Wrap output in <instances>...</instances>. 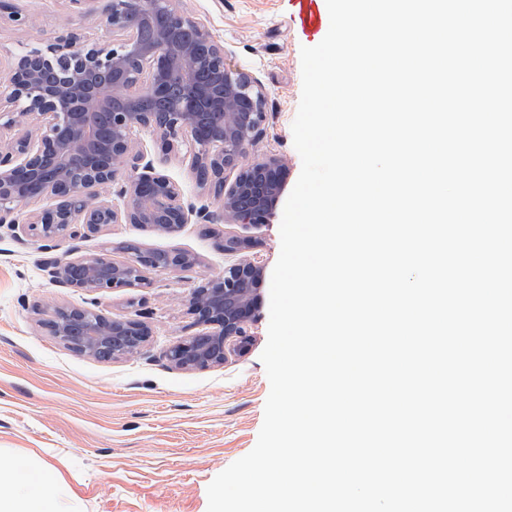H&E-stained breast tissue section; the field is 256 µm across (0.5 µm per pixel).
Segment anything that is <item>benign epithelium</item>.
Segmentation results:
<instances>
[{"label": "benign epithelium", "instance_id": "obj_1", "mask_svg": "<svg viewBox=\"0 0 512 512\" xmlns=\"http://www.w3.org/2000/svg\"><path fill=\"white\" fill-rule=\"evenodd\" d=\"M109 38L89 41L75 29L16 57L0 81V224L22 240L44 242L43 267L61 288L92 296L91 306H60L50 332L73 353L113 359L139 354L151 336L135 318L103 314L96 295L144 288L155 272L189 270V252L126 248L108 253L52 255L62 242H80L111 224H141L168 235L198 224L268 222L287 171L270 155L246 164L259 141L265 95L246 72L224 62V46L173 0H108L102 12ZM150 131L161 151L188 145L190 166L208 171L215 209L185 199L136 143ZM233 172L232 181L226 173ZM52 206L23 214L31 202ZM217 247L236 259L224 275L189 289L187 310L205 329L169 349L184 370L224 365L228 343H246L256 320L264 268L249 256L257 241L220 236Z\"/></svg>", "mask_w": 512, "mask_h": 512}]
</instances>
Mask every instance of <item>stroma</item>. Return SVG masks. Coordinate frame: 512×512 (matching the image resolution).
Listing matches in <instances>:
<instances>
[{
  "mask_svg": "<svg viewBox=\"0 0 512 512\" xmlns=\"http://www.w3.org/2000/svg\"><path fill=\"white\" fill-rule=\"evenodd\" d=\"M106 0H12L27 23L0 25V79L19 54L52 41L65 28L106 39ZM176 7L223 44L228 67L250 74L266 95L262 138L247 150L251 162L275 154L288 167L285 190L301 171L292 123L302 90L304 35L290 0H175ZM138 141L157 170L179 183L186 199L208 196L189 166V147L166 154L154 136ZM284 206L269 224H188L170 236L138 224H112L78 244L79 254L109 252L125 259L124 245L180 249L194 254L188 271L150 276L145 288L115 289L99 298L112 317H135L151 328L143 352L99 360L71 352L47 329L57 306L82 307L89 295L58 287L41 266L36 241L18 242L0 227V458L52 468L61 479L60 512H207V487L255 446L270 391L260 359L267 342L269 285L244 350L229 352L218 368L179 370L166 357L177 342L198 333L185 303L202 277L224 271L220 234L258 238L253 258L273 270L280 253Z\"/></svg>",
  "mask_w": 512,
  "mask_h": 512,
  "instance_id": "stroma-1",
  "label": "stroma"
}]
</instances>
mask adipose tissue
<instances>
[{
	"label": "adipose tissue",
	"mask_w": 512,
	"mask_h": 512,
	"mask_svg": "<svg viewBox=\"0 0 512 512\" xmlns=\"http://www.w3.org/2000/svg\"><path fill=\"white\" fill-rule=\"evenodd\" d=\"M50 469L26 461L0 462V512H59Z\"/></svg>",
	"instance_id": "1"
}]
</instances>
